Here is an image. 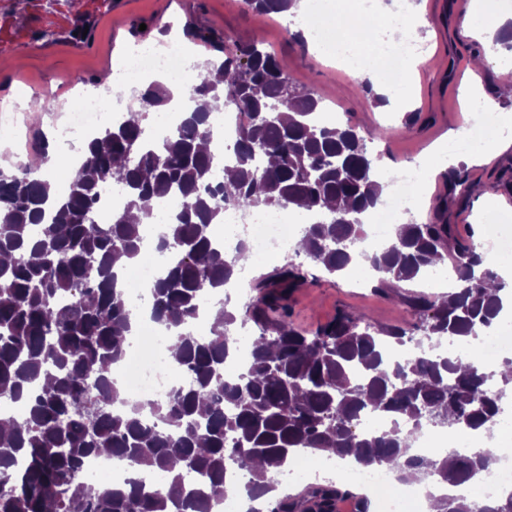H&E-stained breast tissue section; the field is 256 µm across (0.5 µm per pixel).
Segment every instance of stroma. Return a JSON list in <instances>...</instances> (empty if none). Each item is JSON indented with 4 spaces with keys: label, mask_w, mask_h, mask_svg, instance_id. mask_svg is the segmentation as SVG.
<instances>
[{
    "label": "stroma",
    "mask_w": 512,
    "mask_h": 512,
    "mask_svg": "<svg viewBox=\"0 0 512 512\" xmlns=\"http://www.w3.org/2000/svg\"><path fill=\"white\" fill-rule=\"evenodd\" d=\"M27 0L26 15L17 23L21 44L0 42V100H13L19 88H27L36 102L54 100L64 105L71 96L70 84L108 91L106 76L112 61L127 46L157 43L165 25L192 27L196 38L189 44L194 53L212 56L204 36L218 34L247 45L263 42L286 65L290 77L321 98L327 121L352 125L359 133H373L368 143L386 166L406 167L436 149L446 148L450 135L468 125L473 117L464 89L472 74H479L483 99L492 102L502 126L512 125V99L501 87L512 80V69L503 59L512 51L495 38H475L465 27L467 15L487 0H406V7L419 24L432 51V64L419 65L412 90L401 111L389 112L365 93L360 82L335 61L323 58L307 42L293 39L287 31V14L256 16L243 0H123L124 22L100 11L97 0ZM89 27L90 40L68 36L75 28ZM481 53L482 63L472 61ZM470 179L483 187L482 194L439 213L437 200L448 191V171L436 168L416 219L433 223L446 218L461 237H481L484 216L495 213L512 219V163L499 159L468 167ZM372 281L360 272L320 274L311 286L293 296V320L304 330L331 321L338 312L357 310L385 326L406 325L410 317L397 298L373 293Z\"/></svg>",
    "instance_id": "obj_1"
}]
</instances>
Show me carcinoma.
Listing matches in <instances>:
<instances>
[{
    "instance_id": "cac0c4a2",
    "label": "carcinoma",
    "mask_w": 512,
    "mask_h": 512,
    "mask_svg": "<svg viewBox=\"0 0 512 512\" xmlns=\"http://www.w3.org/2000/svg\"><path fill=\"white\" fill-rule=\"evenodd\" d=\"M244 2L267 15L296 0ZM136 97L126 119L87 141L65 194L38 165L0 172V398L23 408L19 417L0 415V512H180L184 504L212 512L236 467L248 471L240 493L260 503L251 512H296L295 498L278 496L272 477L298 452L326 448L363 469L387 463L403 481L458 486L490 471L496 457L488 448L457 454L451 466L446 457L408 453L432 428H481L493 439L512 394V359L488 370L479 349L512 285L474 242L458 238L453 224L407 222L388 247L358 249L362 216L382 203L379 158L352 127L316 121L320 99L298 90L284 63L256 44L224 48L217 78L190 81L182 124L158 141L146 137L144 121L173 94L155 82ZM220 101L245 116L229 160L202 149L214 140L210 117ZM230 166L235 178H218ZM111 184L125 189V204L103 214L101 194ZM472 192L466 168L453 167L437 209ZM154 197L175 206L159 242L171 261L150 288V317L173 331L188 382L168 401L144 404L111 377L133 326L113 264L121 255L141 258L142 228L154 211L140 202ZM228 206L308 211L314 221L295 253L324 273L360 257L384 291L449 261L456 287L442 297L403 298L410 329L340 312L305 334L293 326L290 301L316 276L287 262L253 280L255 295L241 311L224 310L208 335L194 336L188 327L204 298L251 260L244 242L226 248L212 234ZM238 322L256 332L246 371L230 378L225 362ZM449 338L466 339L468 349L439 350ZM367 415L390 418L392 427L362 429ZM103 451L162 474L163 486L87 481L86 463ZM194 476L206 483L190 482ZM348 494L316 484L307 497L325 512L328 500ZM438 512L473 509L445 495Z\"/></svg>"
}]
</instances>
